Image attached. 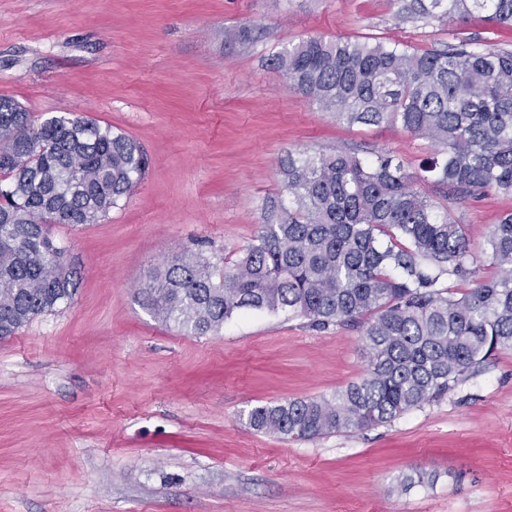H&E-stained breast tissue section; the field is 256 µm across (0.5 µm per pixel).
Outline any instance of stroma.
I'll list each match as a JSON object with an SVG mask.
<instances>
[{"label": "stroma", "instance_id": "stroma-1", "mask_svg": "<svg viewBox=\"0 0 512 512\" xmlns=\"http://www.w3.org/2000/svg\"><path fill=\"white\" fill-rule=\"evenodd\" d=\"M395 11L393 0H0V98L38 123L71 113L112 125L150 160L99 223L51 225L78 292L0 340V512H512V351L391 423L285 440L251 429L248 411L358 381V330L250 313L191 336L136 296L196 242L236 258L285 195L287 153L386 149L417 171L427 140L338 121L270 64L307 37L512 49V25L484 11L404 24ZM244 26L254 42L225 39ZM510 210L493 192L461 209L474 249ZM419 472L430 482L402 490Z\"/></svg>", "mask_w": 512, "mask_h": 512}]
</instances>
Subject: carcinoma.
Masks as SVG:
<instances>
[{
	"mask_svg": "<svg viewBox=\"0 0 512 512\" xmlns=\"http://www.w3.org/2000/svg\"><path fill=\"white\" fill-rule=\"evenodd\" d=\"M395 19L512 25V0H396ZM289 87L348 124H396L432 145L409 173L390 152L288 153V206L234 261L187 250L138 299L192 336L247 312L362 329L368 368L330 399L259 405V433L314 439L363 431L454 390L512 349V212L472 249L457 211L493 191L512 197V51L471 38L422 53L381 40L303 38L272 56ZM142 147L109 125L54 116L34 126L0 98V339L71 302L78 274L52 224H95L143 179ZM430 184L439 195L418 188ZM497 279L481 277L485 262ZM455 281L443 287L442 276Z\"/></svg>",
	"mask_w": 512,
	"mask_h": 512,
	"instance_id": "carcinoma-1",
	"label": "carcinoma"
}]
</instances>
